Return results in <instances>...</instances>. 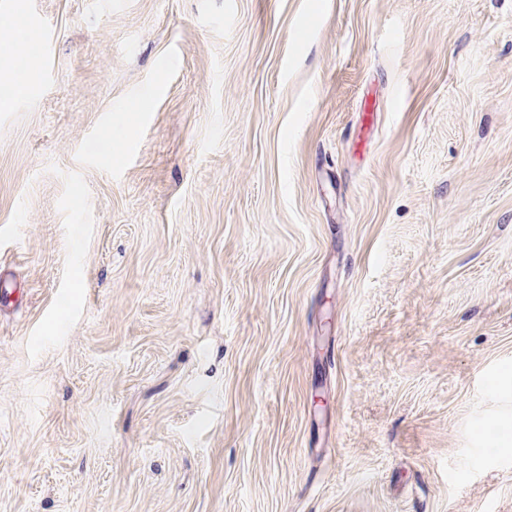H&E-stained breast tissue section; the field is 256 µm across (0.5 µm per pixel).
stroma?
<instances>
[{"label":"stroma","mask_w":512,"mask_h":512,"mask_svg":"<svg viewBox=\"0 0 512 512\" xmlns=\"http://www.w3.org/2000/svg\"><path fill=\"white\" fill-rule=\"evenodd\" d=\"M0 512H512V0H0Z\"/></svg>","instance_id":"35a3bbf8"}]
</instances>
